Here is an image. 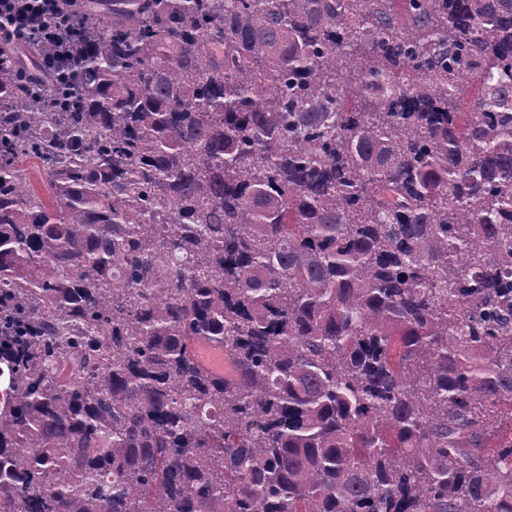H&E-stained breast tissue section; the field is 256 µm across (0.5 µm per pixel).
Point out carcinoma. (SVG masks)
I'll return each mask as SVG.
<instances>
[{
  "label": "carcinoma",
  "instance_id": "obj_1",
  "mask_svg": "<svg viewBox=\"0 0 512 512\" xmlns=\"http://www.w3.org/2000/svg\"><path fill=\"white\" fill-rule=\"evenodd\" d=\"M77 15L66 111L0 63V512H512V0Z\"/></svg>",
  "mask_w": 512,
  "mask_h": 512
}]
</instances>
